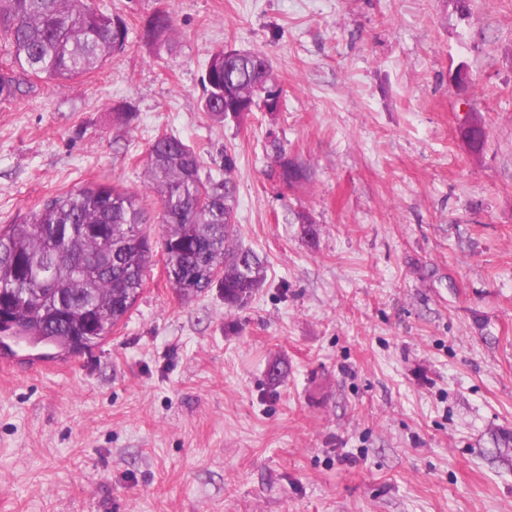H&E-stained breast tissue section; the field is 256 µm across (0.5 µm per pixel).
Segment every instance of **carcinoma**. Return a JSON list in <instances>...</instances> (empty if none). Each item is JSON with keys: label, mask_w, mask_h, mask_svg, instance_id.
I'll list each match as a JSON object with an SVG mask.
<instances>
[{"label": "carcinoma", "mask_w": 512, "mask_h": 512, "mask_svg": "<svg viewBox=\"0 0 512 512\" xmlns=\"http://www.w3.org/2000/svg\"><path fill=\"white\" fill-rule=\"evenodd\" d=\"M167 12L144 25L142 38L169 50ZM0 34L12 64L0 69V101L26 92L32 78L68 83L99 68L126 47L127 24L88 0H0ZM283 94L268 56L213 53L203 76V111L222 124L224 95L254 107L267 90ZM279 177L291 187L306 173L277 155ZM233 159L224 178L202 176V157L174 135H159L146 157L145 190L157 196L161 244L171 287L184 297L210 288L242 309L264 283V266L235 242ZM154 249L142 230L139 196L122 186L94 183L49 199L38 211L0 225V336L43 346L67 358L100 345L143 290Z\"/></svg>", "instance_id": "obj_1"}]
</instances>
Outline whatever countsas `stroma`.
Here are the masks:
<instances>
[{"label":"stroma","instance_id":"stroma-1","mask_svg":"<svg viewBox=\"0 0 512 512\" xmlns=\"http://www.w3.org/2000/svg\"><path fill=\"white\" fill-rule=\"evenodd\" d=\"M94 4L125 49L0 103V225L118 184L160 243L145 161L172 134L234 160L265 281L242 309L185 299L158 252L99 347L0 354V512H512V0ZM160 10L163 55L140 37ZM230 47L269 57L281 111H202ZM279 147L306 181L282 184Z\"/></svg>","mask_w":512,"mask_h":512}]
</instances>
